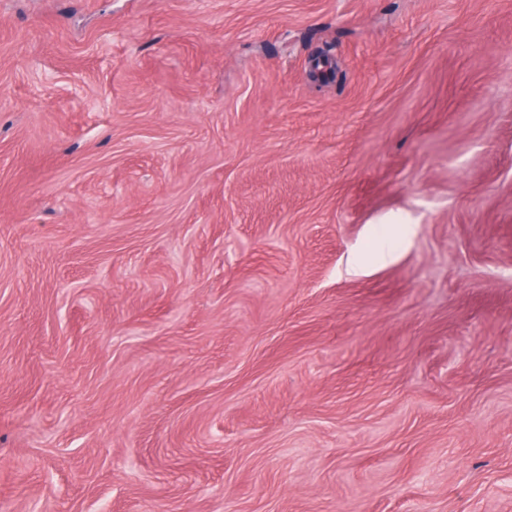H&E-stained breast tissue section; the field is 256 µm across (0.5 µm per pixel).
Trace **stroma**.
I'll return each instance as SVG.
<instances>
[{
	"instance_id": "35a3bbf8",
	"label": "stroma",
	"mask_w": 512,
	"mask_h": 512,
	"mask_svg": "<svg viewBox=\"0 0 512 512\" xmlns=\"http://www.w3.org/2000/svg\"><path fill=\"white\" fill-rule=\"evenodd\" d=\"M0 512H512V0H0Z\"/></svg>"
}]
</instances>
